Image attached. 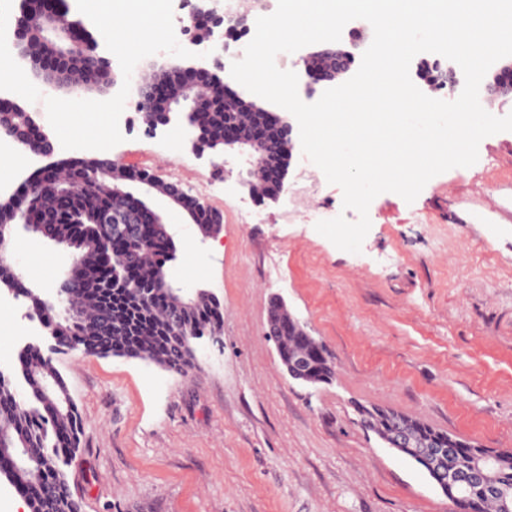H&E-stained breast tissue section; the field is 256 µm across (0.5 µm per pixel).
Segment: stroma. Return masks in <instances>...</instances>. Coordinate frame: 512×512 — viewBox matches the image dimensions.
<instances>
[{
	"mask_svg": "<svg viewBox=\"0 0 512 512\" xmlns=\"http://www.w3.org/2000/svg\"><path fill=\"white\" fill-rule=\"evenodd\" d=\"M44 96L50 88H42ZM43 98L23 102L53 142L25 170L0 168V197L18 193L48 159L67 157ZM108 158L178 164L185 179L210 173L181 146L178 128L146 132L136 94ZM209 202L224 229L202 239L163 197L153 204L173 235L171 278L186 295L206 289L224 303L220 335L194 341L179 373L119 356L59 347L39 322L12 341L24 301H0V371L20 386L18 356L40 348L65 379L81 419L69 468L82 512H455L427 473L365 428L358 407H389L488 448H512V131L484 138L479 159L432 178L415 199L386 192L369 207L360 253L338 249L318 221L343 210L340 187L293 147L276 198L247 186V165L225 150ZM18 261L37 256L26 287L53 291L68 253L24 232ZM281 296L334 360L330 383L310 386L284 371L266 334Z\"/></svg>",
	"mask_w": 512,
	"mask_h": 512,
	"instance_id": "35a3bbf8",
	"label": "stroma"
}]
</instances>
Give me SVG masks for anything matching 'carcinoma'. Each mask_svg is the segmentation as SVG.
Masks as SVG:
<instances>
[{
  "label": "carcinoma",
  "instance_id": "obj_1",
  "mask_svg": "<svg viewBox=\"0 0 512 512\" xmlns=\"http://www.w3.org/2000/svg\"><path fill=\"white\" fill-rule=\"evenodd\" d=\"M47 13L32 0H20L17 17L27 36L17 52L36 76L48 79L62 74L59 84L66 94L85 99L102 94L112 84L109 62L98 52L99 41L84 21L71 17L69 0H53ZM170 97L197 99L191 117L203 148L224 152V82L218 76L209 84L196 81V68L171 65L155 73ZM11 113L17 128H34L32 116L15 102L0 100V108ZM242 125H255L270 118L263 108L235 113ZM53 172L30 181L24 192L0 200V227L24 218L43 227L56 242L72 250L75 277L69 295L61 301L72 315L55 312L32 291L19 286L0 270V283L27 295L31 307L43 314L49 335L70 349L87 354L127 356L150 360L181 371L193 358L192 340L219 332L224 323L222 301L201 289L184 299L190 309L183 340L174 339L164 312L173 294L168 289L162 259L163 245L133 244L139 253L138 278L123 280V267L111 255L105 228L98 223L101 210L120 200L114 189L130 182L129 171L108 157H69L52 165ZM209 204L195 198L184 207L201 236L219 233L222 224L211 223L205 215ZM112 317V332L104 321ZM26 395L20 397L0 374V477L27 502L30 512H81L74 499L67 468L79 450L81 421L65 380L51 358L34 346L19 354ZM24 459L27 467L18 464Z\"/></svg>",
  "mask_w": 512,
  "mask_h": 512
}]
</instances>
